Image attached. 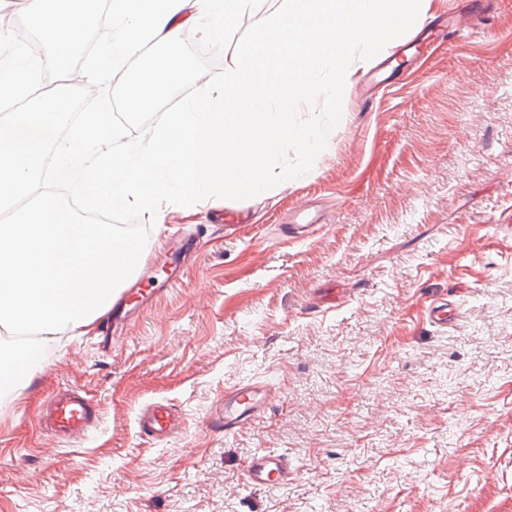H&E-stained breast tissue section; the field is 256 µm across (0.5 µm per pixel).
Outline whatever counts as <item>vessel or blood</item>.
I'll return each instance as SVG.
<instances>
[{
    "label": "vessel or blood",
    "mask_w": 512,
    "mask_h": 512,
    "mask_svg": "<svg viewBox=\"0 0 512 512\" xmlns=\"http://www.w3.org/2000/svg\"><path fill=\"white\" fill-rule=\"evenodd\" d=\"M324 217L302 208L288 219V230L297 238H306L322 228ZM129 289L116 291L112 298L111 322L104 328L109 334V345L120 342L115 334L116 321H133L138 316L137 309L128 307ZM268 398L265 386L258 383H245L225 390L210 413L207 423L233 431L258 415ZM102 408L98 401L79 388L62 386L57 388L42 405L37 414L41 428L64 442H77L85 437L99 423ZM140 435L156 442L171 440L179 431L178 418L172 408L161 401L146 405L136 418ZM294 474V467L287 455L276 451L255 454L244 473L246 485L259 488L272 482L288 481Z\"/></svg>",
    "instance_id": "obj_1"
}]
</instances>
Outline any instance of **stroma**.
<instances>
[{
    "label": "stroma",
    "instance_id": "stroma-1",
    "mask_svg": "<svg viewBox=\"0 0 512 512\" xmlns=\"http://www.w3.org/2000/svg\"><path fill=\"white\" fill-rule=\"evenodd\" d=\"M464 2L426 0L390 79L355 69L312 169L248 199V222L204 202L151 230L135 278L160 294L115 349L46 344L0 403V512H512V0L467 35L417 37ZM304 203L326 224L284 236ZM183 233L198 248L169 290L162 247ZM442 299L445 328L426 318ZM251 381L276 392L264 411L207 427ZM65 384L102 406L72 444L36 421ZM157 400L181 421L164 444L137 434ZM268 450L295 475L247 487Z\"/></svg>",
    "mask_w": 512,
    "mask_h": 512
}]
</instances>
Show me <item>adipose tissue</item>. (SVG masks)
<instances>
[{
    "instance_id": "adipose-tissue-1",
    "label": "adipose tissue",
    "mask_w": 512,
    "mask_h": 512,
    "mask_svg": "<svg viewBox=\"0 0 512 512\" xmlns=\"http://www.w3.org/2000/svg\"><path fill=\"white\" fill-rule=\"evenodd\" d=\"M96 0H32L37 34L44 56L66 61L85 39L91 24L90 7ZM252 0H109L106 16L108 36L97 47L91 79L121 76L127 59L149 40L166 47L159 65L144 69L138 78L123 85L120 94L131 111H141L157 101L182 78L184 62L180 27L192 20L203 25L210 43L223 47L224 31L234 26ZM0 45L10 47L13 58L0 63V100L26 98L40 59L26 56L15 36L0 30ZM43 56V57H44Z\"/></svg>"
}]
</instances>
